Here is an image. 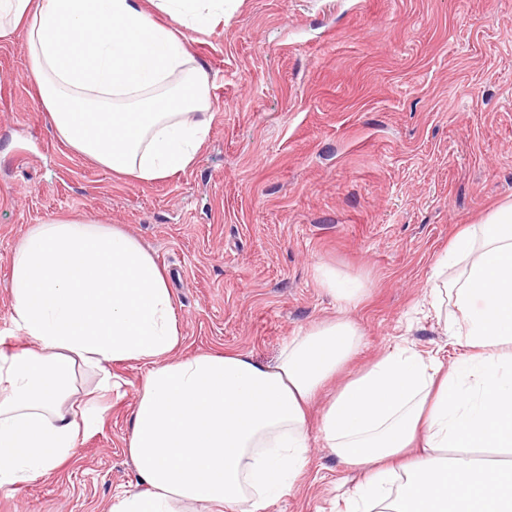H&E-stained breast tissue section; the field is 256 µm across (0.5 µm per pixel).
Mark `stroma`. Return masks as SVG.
Returning a JSON list of instances; mask_svg holds the SVG:
<instances>
[{"mask_svg": "<svg viewBox=\"0 0 512 512\" xmlns=\"http://www.w3.org/2000/svg\"><path fill=\"white\" fill-rule=\"evenodd\" d=\"M186 37L213 81L209 131L192 167L152 183L61 143L23 32L0 41V337L19 241L92 217L166 270L181 356L272 363L344 319L360 343L337 382L398 348L457 362L429 292L455 232L512 202V0H227ZM325 269L358 282L361 301L341 306ZM112 372L123 386L98 429L52 478L0 493V512H109L134 489L126 448L146 368ZM356 483L314 428L303 477L266 512H337Z\"/></svg>", "mask_w": 512, "mask_h": 512, "instance_id": "obj_1", "label": "stroma"}]
</instances>
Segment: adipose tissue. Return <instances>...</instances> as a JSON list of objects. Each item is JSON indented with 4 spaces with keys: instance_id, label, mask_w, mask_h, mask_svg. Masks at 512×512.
<instances>
[{
    "instance_id": "obj_1",
    "label": "adipose tissue",
    "mask_w": 512,
    "mask_h": 512,
    "mask_svg": "<svg viewBox=\"0 0 512 512\" xmlns=\"http://www.w3.org/2000/svg\"><path fill=\"white\" fill-rule=\"evenodd\" d=\"M0 0V39L24 32L57 139L113 173L168 179L209 130L210 79L185 30L225 0ZM170 18L156 23L153 13ZM436 268L431 306L463 348L457 365L398 350L345 381L324 409L327 448L361 475L344 512H512V204L462 229ZM461 266L455 280L445 265ZM13 335L0 347V492L51 476L122 382L148 371L127 453L138 484L110 512H266L304 473L307 407L360 341L318 323L275 363L227 352L177 358L184 336L168 279L135 237L97 219L36 225L11 257ZM97 377L80 393L76 367Z\"/></svg>"
}]
</instances>
